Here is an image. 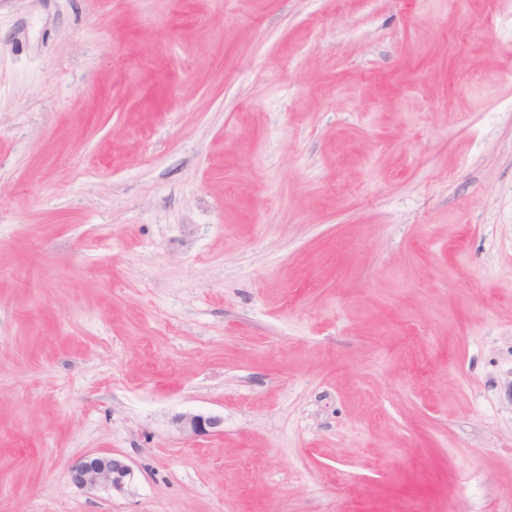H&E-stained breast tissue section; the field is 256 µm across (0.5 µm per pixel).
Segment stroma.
Returning <instances> with one entry per match:
<instances>
[{
    "instance_id": "35a3bbf8",
    "label": "stroma",
    "mask_w": 512,
    "mask_h": 512,
    "mask_svg": "<svg viewBox=\"0 0 512 512\" xmlns=\"http://www.w3.org/2000/svg\"><path fill=\"white\" fill-rule=\"evenodd\" d=\"M0 512H512V0H0ZM71 481L81 487L124 492L134 480V470L125 460L112 455H87L70 467Z\"/></svg>"
}]
</instances>
